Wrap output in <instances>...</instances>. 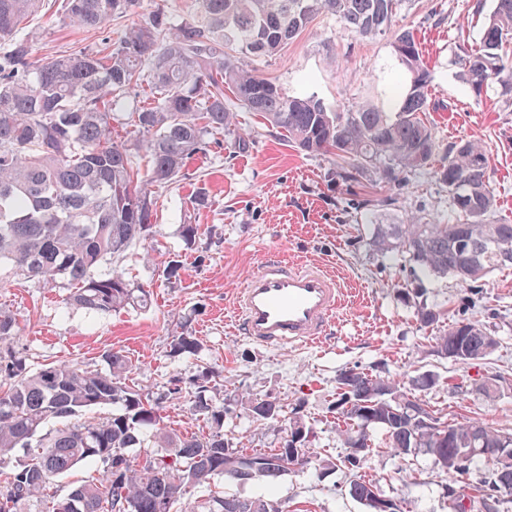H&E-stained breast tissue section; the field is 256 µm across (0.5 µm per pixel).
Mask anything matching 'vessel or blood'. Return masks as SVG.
Returning <instances> with one entry per match:
<instances>
[{
	"instance_id": "obj_1",
	"label": "vessel or blood",
	"mask_w": 512,
	"mask_h": 512,
	"mask_svg": "<svg viewBox=\"0 0 512 512\" xmlns=\"http://www.w3.org/2000/svg\"><path fill=\"white\" fill-rule=\"evenodd\" d=\"M340 302L324 268L269 260L236 292L238 330L262 347L310 345L325 336Z\"/></svg>"
}]
</instances>
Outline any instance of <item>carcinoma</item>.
Segmentation results:
<instances>
[{
    "instance_id": "cac0c4a2",
    "label": "carcinoma",
    "mask_w": 512,
    "mask_h": 512,
    "mask_svg": "<svg viewBox=\"0 0 512 512\" xmlns=\"http://www.w3.org/2000/svg\"><path fill=\"white\" fill-rule=\"evenodd\" d=\"M137 0H62L65 19L100 28L131 12ZM400 0H198V12L179 19L164 3L117 41L105 37L74 53L32 60L34 33L28 19L45 0H0V265L73 292L66 302L92 312H116L147 305V292L114 270L97 274L105 262L153 237V190L185 176L189 162L224 149L221 135L231 129L232 106L261 114L285 131L294 147L340 160L338 176L351 183L369 168L382 182L401 184L431 169L438 144L422 118L429 111L431 71L413 32L392 30ZM331 13L362 36L393 31L392 46L406 77V91L393 112L361 102L331 112L311 97L287 95L246 65L271 57L319 13ZM462 79L476 95L489 82L512 85V0H496L485 18L478 47L459 56ZM136 101L126 125L134 138L115 135L117 109ZM149 156L146 172L134 154ZM488 153L476 140L448 148V161L434 170L448 186V219L409 217L379 224L373 245L395 254L413 269L462 283L484 279L512 265L502 257L512 248V224L490 220L496 206L486 178ZM481 247L479 265L468 274L458 268L464 251ZM469 354L455 352L459 334ZM18 335L15 319L0 310V344ZM498 345L478 320L448 325L436 352L455 364H470ZM195 337L181 326L174 349L191 352ZM108 371L49 364L37 371L9 352L0 355V512H27L34 498L42 512H179L190 490L203 492L201 512H284L273 499L252 500L229 492L243 485L239 470L254 456H243L224 442V420L232 401L217 406L207 396L208 379L173 380L168 395L194 390L192 412L211 424L201 437L161 424L159 398L126 383L134 370L124 355L107 350ZM336 412L344 423V444L352 438L370 448L376 435L403 456L426 455L448 468L443 451L474 439L476 448H498L503 431L480 420H451L452 437L433 428L410 435V409L435 415L427 402L397 389L389 379L357 366L336 375ZM101 406L113 408L99 421L66 423L45 430L51 419H68ZM252 418L273 421L282 406L272 398L251 400ZM301 438L300 460L289 463L288 436ZM313 431L294 412L288 435L260 457L264 476L277 478L301 467L311 455ZM152 441L154 450L138 459L128 449ZM22 450L23 455L15 452ZM96 465L98 476L58 498V480L79 467ZM491 462L475 454L464 471L478 478L467 484L468 507L461 512H500L512 489L498 490L484 469ZM348 494L373 512L376 486L355 471Z\"/></svg>"
}]
</instances>
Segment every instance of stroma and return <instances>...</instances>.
Listing matches in <instances>:
<instances>
[{"mask_svg": "<svg viewBox=\"0 0 512 512\" xmlns=\"http://www.w3.org/2000/svg\"><path fill=\"white\" fill-rule=\"evenodd\" d=\"M157 2L138 0L127 16L96 29L64 22L47 10L34 20L38 38L32 57L40 60L104 37L119 39L127 27L147 19ZM494 6L495 0H401L394 26L413 31L432 73L436 108L427 120L438 159H446L452 145L481 139L497 194L494 217L512 224V92L492 82L474 94L461 79L457 60L460 44H479L483 20ZM254 67L288 95L315 97L333 111L363 101L388 106L404 90L391 34L359 35L330 13L314 16L277 55ZM234 124L245 147H235L228 135L224 150L193 160L186 179L157 192L160 235L117 265L102 267L149 290L151 306L90 312L66 304L67 289L4 268L0 309L20 329L11 351L32 369L49 363L99 369L103 351L112 349L132 360L134 384L153 395L165 392L173 377L215 373L209 397L217 403L237 399L235 418L224 422V439L246 455L277 447L287 429L283 422L253 421L251 399L271 396L298 409L314 431L316 458L303 470L257 478L240 489L247 497L281 501L285 512H366L347 492L349 471L320 464L321 457L344 452L332 405L336 376L345 367L377 370L405 391L417 374L433 373L434 385L422 393L433 408L512 431V268L466 285L451 276H415L408 264L372 245L374 225L396 224L409 215L447 218V186L425 174L390 189L370 170L348 184L338 178L334 157L291 147L258 113L235 109ZM200 189L207 203L195 210L189 199ZM188 218L200 226L190 248L179 234ZM175 256L179 274L164 280L163 267ZM267 257L316 264L338 275L346 301L321 343L263 348L238 334L235 293ZM423 306L441 310L439 322L421 323ZM457 318L484 324L498 340L496 350L464 366L437 356L436 337ZM184 324L197 349L180 355L172 346ZM489 380L500 389L492 399L481 391ZM161 415L165 425L183 434L208 431L192 413L190 394L165 400ZM361 472L404 512H448L453 480L428 457L398 456L379 440Z\"/></svg>", "mask_w": 512, "mask_h": 512, "instance_id": "obj_1", "label": "stroma"}]
</instances>
